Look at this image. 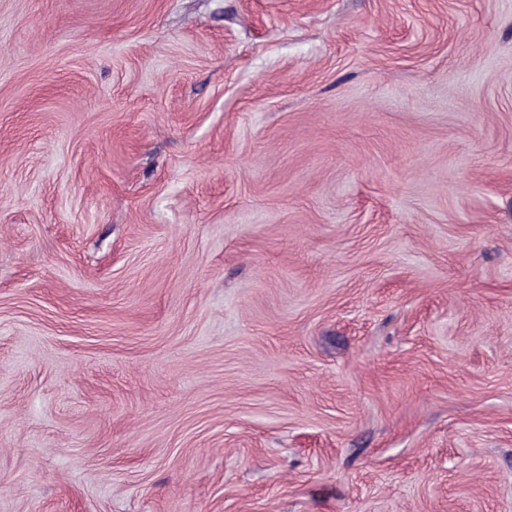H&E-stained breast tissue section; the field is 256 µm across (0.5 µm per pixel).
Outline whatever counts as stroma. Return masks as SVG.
I'll return each mask as SVG.
<instances>
[{"mask_svg":"<svg viewBox=\"0 0 512 512\" xmlns=\"http://www.w3.org/2000/svg\"><path fill=\"white\" fill-rule=\"evenodd\" d=\"M0 512H512V0H0Z\"/></svg>","mask_w":512,"mask_h":512,"instance_id":"35a3bbf8","label":"stroma"}]
</instances>
